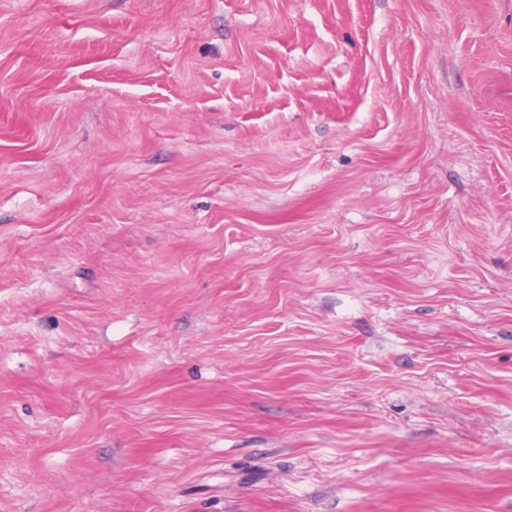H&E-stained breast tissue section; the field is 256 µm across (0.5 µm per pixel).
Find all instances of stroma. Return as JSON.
<instances>
[{"label": "stroma", "mask_w": 512, "mask_h": 512, "mask_svg": "<svg viewBox=\"0 0 512 512\" xmlns=\"http://www.w3.org/2000/svg\"><path fill=\"white\" fill-rule=\"evenodd\" d=\"M0 512H512V0H0Z\"/></svg>", "instance_id": "obj_1"}]
</instances>
